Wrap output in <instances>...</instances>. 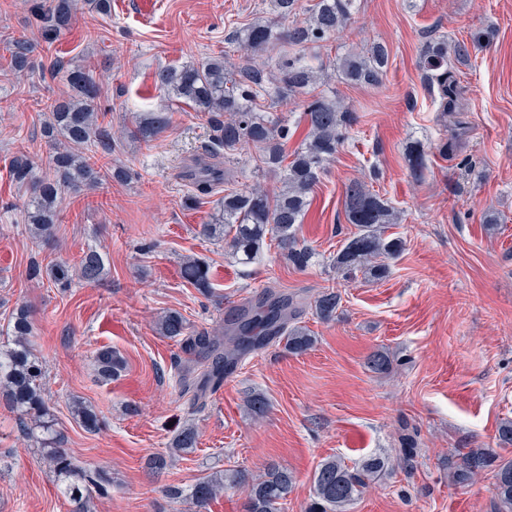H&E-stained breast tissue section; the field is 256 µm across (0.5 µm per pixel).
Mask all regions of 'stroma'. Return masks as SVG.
Listing matches in <instances>:
<instances>
[{"label": "stroma", "mask_w": 512, "mask_h": 512, "mask_svg": "<svg viewBox=\"0 0 512 512\" xmlns=\"http://www.w3.org/2000/svg\"><path fill=\"white\" fill-rule=\"evenodd\" d=\"M37 2L0 0V345L11 341V313L26 307L64 447L111 479L92 512H197L166 488L221 469L255 474L270 463L296 476L282 512H305L324 458L352 465L389 456L405 437L415 442L411 470L394 469L372 484L350 512H492V472L458 484L448 463L459 450L495 447L501 422L512 419V0H357L347 26L317 50L326 70L317 91L342 100L353 122L310 195L299 238L313 258L302 270L274 245L251 265L234 264L223 242L201 234L218 197L187 205L194 189L186 172L195 161L222 166L231 188L274 192L280 184L255 147L212 154L206 116L170 101L152 80L161 65L221 54L237 61L238 47L226 37L264 16L267 0H156L149 23L112 0L111 16L80 11L51 44L41 37ZM486 29L494 33L490 45L452 65L455 109L438 112L422 68L425 48L439 34L467 42ZM18 37L35 47V68L23 75L9 67L8 47ZM375 41L390 50L383 85L345 83L337 56ZM57 58L94 68L98 121L112 134L106 162L126 176L63 190L53 236L38 241L27 230L30 192L13 181L10 164L22 151L37 176L50 172L43 124L50 103L72 93L64 73L48 70ZM164 107L171 123L160 139L147 145L130 137L140 118ZM415 142L428 159L420 182L406 157ZM354 180L398 214L388 232L404 249L378 280L344 279L334 265L356 231L343 205ZM492 215L498 223H489ZM91 250L104 258L101 281L62 288L49 278L48 265H77ZM189 258L208 266L211 294L182 279ZM268 287L303 298L299 323L312 347L294 354L279 340L253 350L193 405L178 384L188 357L158 334L157 317L177 311L191 329L213 330ZM328 289L342 302L325 322L314 300ZM104 346L126 360L108 383L93 369ZM377 350L390 358L386 372L367 366ZM254 391L268 400L260 417L246 408ZM75 397L100 414L99 432L73 419ZM187 424L199 433L195 451L150 470L147 459L167 453ZM72 510L18 414L0 402V512Z\"/></svg>", "instance_id": "obj_1"}]
</instances>
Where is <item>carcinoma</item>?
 <instances>
[{
  "mask_svg": "<svg viewBox=\"0 0 512 512\" xmlns=\"http://www.w3.org/2000/svg\"><path fill=\"white\" fill-rule=\"evenodd\" d=\"M271 16L257 19L233 30L228 41L244 52L241 62L229 64L220 55L198 65L159 66L153 72L155 87L172 98L208 117L214 132L217 151L230 155L246 144L265 152V164L280 174L281 187L271 197L261 188L230 190L220 199V209L212 223L204 224L201 233L224 240L225 249L237 262L252 263L274 240L288 261L299 269L307 267L312 253L298 238L309 206V194L319 181L326 165L346 139L351 114L336 99L314 93V85L323 70L310 65L301 51L311 45L329 41L347 25L357 0H316L308 17L295 19L298 0H270ZM41 36L49 44L68 31L77 16L78 0H42ZM288 26H282V23ZM276 55H270V52ZM33 46L26 38L13 40L10 45V67L16 74L33 68ZM268 53L267 61L259 64L254 56ZM455 61L470 57L468 45L457 41L448 47V39L440 37L426 52L427 81L436 88L440 111H448L454 102L456 89L448 78V54ZM389 61L385 45L373 43L362 53H352L336 60V72L347 83L379 85ZM67 80L74 94L53 101L44 124L45 134L55 146L51 156L53 178L36 180L31 162L20 154L11 163L12 179L31 188L29 231L40 239L52 237L55 207L62 187L75 191L91 188L105 177L107 169L94 157L79 151L93 141L110 151V132L100 126L94 102L99 95L98 82L88 66L67 70ZM307 96L303 120L307 133L293 154L286 152L291 137L290 128L273 109L290 95ZM269 100L262 110L256 101ZM169 126L166 112H153L141 118L132 138L150 143ZM410 169L417 179L425 176L426 152L422 145L409 148ZM196 194L209 195L224 183V173L216 166L200 164L189 173ZM344 208L357 232L348 238L336 255V268L346 274L380 278L386 271L385 260L397 257L403 242L385 235L387 225L396 218L394 208L379 194L361 182L346 186ZM105 271L102 255L91 250L83 256L77 268L54 264L49 268L52 280L65 288L73 276L86 282L98 280ZM183 279L206 293L210 290L208 271L197 260L182 264ZM341 306V295L335 291L318 294L314 300L316 315L330 321ZM301 306L293 295L266 292L265 301L256 307L248 322L227 326L224 331L209 333L191 331L181 313L168 311L156 322L158 333L180 341L184 352L211 360L207 369L196 378L187 370L179 375L182 392L194 391L193 403L205 399L209 385L224 380V370L237 363L241 355L258 349L276 338L286 339L288 349L302 353L313 345L307 329L296 322ZM12 345L0 347V395L25 417L28 434L41 445L43 459L62 493L74 504L73 512H89L93 494L108 493L109 479L103 470H87L75 462L63 448L64 439L55 429L54 420L45 400L43 368L32 347V321L24 308L13 316ZM123 357L110 347L95 355V372L99 379L110 381L125 369ZM72 414L88 432L100 431L102 421L93 407L81 399H73ZM197 429L188 425L177 432L169 444L168 455L156 456L151 465L162 469L175 459L197 448ZM389 458L369 456L356 466L332 456L324 459L312 477L311 495L306 512H348L349 507L381 479ZM452 479L467 483L485 469L495 472L492 486L494 512H512V460L503 459L490 448H470L457 455L450 464ZM295 484L291 472L271 465L253 474L244 470H219L195 484L183 488L170 486L166 494L173 499L185 498L196 507L205 505L224 493L227 488L247 489L244 512H281Z\"/></svg>",
  "mask_w": 512,
  "mask_h": 512,
  "instance_id": "cac0c4a2",
  "label": "carcinoma"
}]
</instances>
